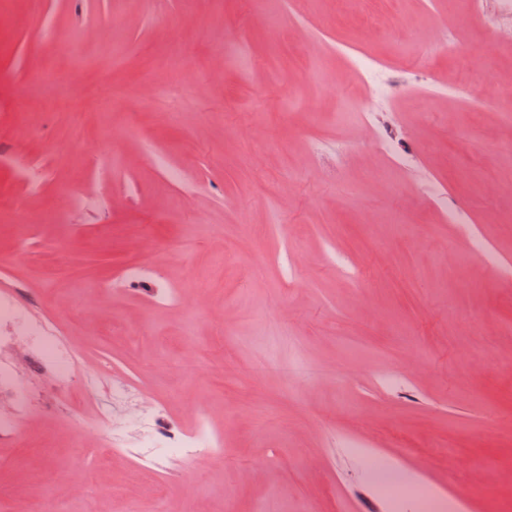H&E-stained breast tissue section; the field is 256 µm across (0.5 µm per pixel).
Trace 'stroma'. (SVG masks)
<instances>
[{
	"mask_svg": "<svg viewBox=\"0 0 512 512\" xmlns=\"http://www.w3.org/2000/svg\"><path fill=\"white\" fill-rule=\"evenodd\" d=\"M484 11L0 0V297L25 303L0 415L31 406L0 435V512H386L353 445L512 512V40ZM59 29L76 52H31ZM55 238L75 273L39 265ZM33 319L62 331L67 388L26 363ZM116 378L146 396L114 414L129 438L149 408L223 455L99 451Z\"/></svg>",
	"mask_w": 512,
	"mask_h": 512,
	"instance_id": "1",
	"label": "stroma"
}]
</instances>
